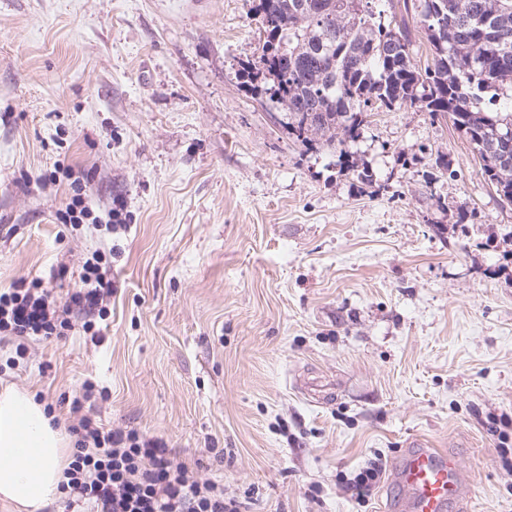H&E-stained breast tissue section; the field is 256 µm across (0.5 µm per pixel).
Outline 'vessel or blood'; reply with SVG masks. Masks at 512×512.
Instances as JSON below:
<instances>
[{"instance_id": "1", "label": "vessel or blood", "mask_w": 512, "mask_h": 512, "mask_svg": "<svg viewBox=\"0 0 512 512\" xmlns=\"http://www.w3.org/2000/svg\"><path fill=\"white\" fill-rule=\"evenodd\" d=\"M396 480L402 492L396 512H449L462 505V470L444 450L415 444L403 456Z\"/></svg>"}]
</instances>
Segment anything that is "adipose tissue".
Instances as JSON below:
<instances>
[{
  "instance_id": "1",
  "label": "adipose tissue",
  "mask_w": 512,
  "mask_h": 512,
  "mask_svg": "<svg viewBox=\"0 0 512 512\" xmlns=\"http://www.w3.org/2000/svg\"><path fill=\"white\" fill-rule=\"evenodd\" d=\"M68 440L27 394L0 393V499L15 512H40L60 496Z\"/></svg>"
}]
</instances>
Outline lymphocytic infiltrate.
Here are the masks:
<instances>
[{
	"label": "lymphocytic infiltrate",
	"instance_id": "1",
	"mask_svg": "<svg viewBox=\"0 0 512 512\" xmlns=\"http://www.w3.org/2000/svg\"><path fill=\"white\" fill-rule=\"evenodd\" d=\"M80 281L60 306L37 279L18 280L0 293V335L15 340L17 355H26L31 338L67 336L78 327L72 313L83 315L79 327L86 332L106 316L112 278L105 248L85 260ZM95 391V384L84 383L70 405L80 419L70 429L76 440L61 485L66 512H243V502L226 496L223 484L197 479L163 441L134 429L104 428L85 413Z\"/></svg>",
	"mask_w": 512,
	"mask_h": 512
}]
</instances>
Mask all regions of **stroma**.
Masks as SVG:
<instances>
[{
	"label": "stroma",
	"instance_id": "stroma-1",
	"mask_svg": "<svg viewBox=\"0 0 512 512\" xmlns=\"http://www.w3.org/2000/svg\"><path fill=\"white\" fill-rule=\"evenodd\" d=\"M253 0H0V292L56 303L100 234L59 222L85 171L123 199L101 339L0 338V391L52 405L84 382L105 427L162 439L248 512H386L424 439L456 458L469 512H512V206L464 137L415 106L374 110L350 150L289 139L238 72ZM447 169H440V162ZM466 221H459V212ZM386 470L358 500L345 484Z\"/></svg>",
	"mask_w": 512,
	"mask_h": 512
}]
</instances>
